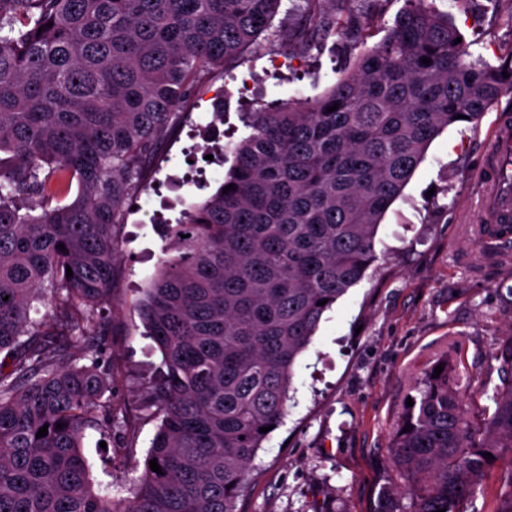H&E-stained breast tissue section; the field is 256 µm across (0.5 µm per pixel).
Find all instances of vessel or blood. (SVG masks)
<instances>
[{
    "instance_id": "1",
    "label": "vessel or blood",
    "mask_w": 512,
    "mask_h": 512,
    "mask_svg": "<svg viewBox=\"0 0 512 512\" xmlns=\"http://www.w3.org/2000/svg\"><path fill=\"white\" fill-rule=\"evenodd\" d=\"M482 223L512 229V113L501 112L477 173Z\"/></svg>"
}]
</instances>
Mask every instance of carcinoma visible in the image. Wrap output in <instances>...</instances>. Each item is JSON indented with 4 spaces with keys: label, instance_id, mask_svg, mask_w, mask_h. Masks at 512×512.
I'll return each mask as SVG.
<instances>
[{
    "label": "carcinoma",
    "instance_id": "carcinoma-1",
    "mask_svg": "<svg viewBox=\"0 0 512 512\" xmlns=\"http://www.w3.org/2000/svg\"><path fill=\"white\" fill-rule=\"evenodd\" d=\"M306 2L288 33L301 43L330 24L329 0ZM280 4L0 0V512H238L270 436L259 429L282 424L297 358L378 261L379 225L426 148L512 91V62L467 60L448 16L406 0L324 95L244 113L252 133L222 187L161 225L164 257L137 303L162 356L148 386L161 423L132 496L103 495L82 448L87 429L120 427L100 402L112 363L95 337L114 303L123 205L195 76L254 45ZM46 289L52 313L33 319ZM74 341L90 364L68 361ZM494 359L511 378L482 439L448 360L424 373L392 448L427 480L414 512H466L494 459L512 475V337ZM398 494L384 490L377 512H400Z\"/></svg>",
    "mask_w": 512,
    "mask_h": 512
}]
</instances>
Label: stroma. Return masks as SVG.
<instances>
[{
	"label": "stroma",
	"mask_w": 512,
	"mask_h": 512,
	"mask_svg": "<svg viewBox=\"0 0 512 512\" xmlns=\"http://www.w3.org/2000/svg\"><path fill=\"white\" fill-rule=\"evenodd\" d=\"M428 3L449 15L473 57L496 66L512 51V0ZM404 7L405 0H346L337 18L369 19L368 31L329 28L302 48L283 33L302 24L306 0H282L255 47L194 82L182 119L154 154L146 189L130 198L117 231L116 303L98 345L112 364V402L128 430L113 432L107 450L103 434L87 430L83 453L96 490L130 497L160 423L145 396L161 354L135 308L162 254L152 217L177 221L217 189L234 145L251 133L242 113L322 95L382 40ZM504 108L512 109L507 92L479 122L449 127L430 144L378 229L377 271L323 314L297 360L293 398L252 462L240 512H376L387 488L402 490L400 503L413 512L423 481L394 464L391 448L407 398L438 360H448L470 423L482 429L490 397L506 379L491 355L512 336V240L481 224L474 173ZM211 141L224 146L223 160L207 159ZM126 448L132 460H124ZM474 506H512L506 467H486Z\"/></svg>",
	"instance_id": "1"
}]
</instances>
